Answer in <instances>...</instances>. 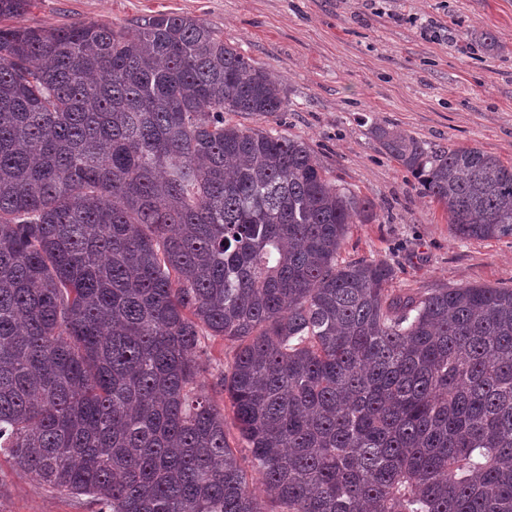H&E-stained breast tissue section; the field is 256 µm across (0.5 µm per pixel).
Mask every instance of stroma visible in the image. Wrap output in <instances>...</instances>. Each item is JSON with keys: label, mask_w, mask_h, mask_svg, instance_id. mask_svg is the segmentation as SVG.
Segmentation results:
<instances>
[{"label": "stroma", "mask_w": 512, "mask_h": 512, "mask_svg": "<svg viewBox=\"0 0 512 512\" xmlns=\"http://www.w3.org/2000/svg\"><path fill=\"white\" fill-rule=\"evenodd\" d=\"M157 14L203 21L281 84L284 111L228 112L225 122L305 142L333 183L373 203L342 260L388 262L404 292L512 287V237L455 238L443 208L372 133L477 146L512 163V0H35L23 22L130 26ZM97 509L0 460V512Z\"/></svg>", "instance_id": "35a3bbf8"}]
</instances>
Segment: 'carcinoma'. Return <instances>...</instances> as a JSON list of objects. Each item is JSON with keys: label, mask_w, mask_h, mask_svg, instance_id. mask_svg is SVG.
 <instances>
[{"label": "carcinoma", "mask_w": 512, "mask_h": 512, "mask_svg": "<svg viewBox=\"0 0 512 512\" xmlns=\"http://www.w3.org/2000/svg\"><path fill=\"white\" fill-rule=\"evenodd\" d=\"M0 0V453L98 512H512V288L339 261L372 205L224 122L279 83L207 24L32 27ZM375 137L461 240L512 164ZM247 456L201 383L204 338Z\"/></svg>", "instance_id": "cac0c4a2"}]
</instances>
